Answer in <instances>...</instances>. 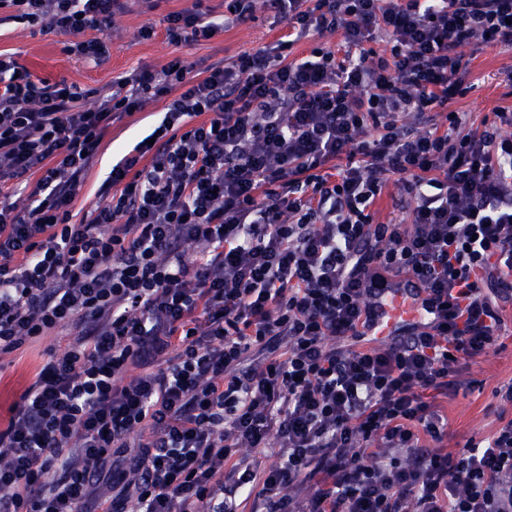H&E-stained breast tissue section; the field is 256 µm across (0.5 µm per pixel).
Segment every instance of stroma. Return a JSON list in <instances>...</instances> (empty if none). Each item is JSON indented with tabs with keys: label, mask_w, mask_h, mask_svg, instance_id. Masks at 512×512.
Instances as JSON below:
<instances>
[{
	"label": "stroma",
	"mask_w": 512,
	"mask_h": 512,
	"mask_svg": "<svg viewBox=\"0 0 512 512\" xmlns=\"http://www.w3.org/2000/svg\"><path fill=\"white\" fill-rule=\"evenodd\" d=\"M191 0H161L157 10L144 11L139 0H128L125 10L116 15L111 30L103 38L109 50L108 60L101 65L67 53L66 37L54 34H32L22 24L0 28V53L13 57L34 75L57 81L60 79L85 89L110 84L112 80L136 68H161L172 57L178 56L192 64L195 70L231 60L237 55L276 42L283 33L282 25L274 23L270 13L259 12L255 22L217 33L211 39L180 46L168 42L163 18L167 13L189 7ZM151 25L155 34L142 39L138 32L143 25ZM464 59L477 81L465 95L456 97L449 108L460 113L466 128L480 126L491 117L496 108H512V86L504 82L502 72L512 66V50L467 47ZM162 103H148L142 112L124 118L115 124L112 140L89 170L85 187L76 206L90 210L97 202L96 191L107 177L118 150L133 145L151 127L154 115ZM67 343L61 330H54L23 352L0 357V419L16 400L34 368L49 352L62 349ZM462 389L449 395L445 405L448 415V444L462 445L470 438L487 437L499 424L502 409L495 392L512 382V334L504 336L495 353L475 363H461Z\"/></svg>",
	"instance_id": "stroma-1"
}]
</instances>
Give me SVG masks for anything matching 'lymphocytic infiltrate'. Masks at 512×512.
Wrapping results in <instances>:
<instances>
[{
  "instance_id": "1",
  "label": "lymphocytic infiltrate",
  "mask_w": 512,
  "mask_h": 512,
  "mask_svg": "<svg viewBox=\"0 0 512 512\" xmlns=\"http://www.w3.org/2000/svg\"><path fill=\"white\" fill-rule=\"evenodd\" d=\"M2 7L100 61L125 5ZM224 7L167 14V39L262 8L285 33L198 77L168 64L96 89L0 54V355L73 332L0 425V512H512V418L451 450L441 407L506 332L512 110L467 132L436 115L473 87L461 48H512V0ZM327 32L344 56L291 58ZM160 101L154 141L75 215L115 122ZM390 185L410 223L375 222ZM412 279L433 321L362 345L376 299Z\"/></svg>"
}]
</instances>
